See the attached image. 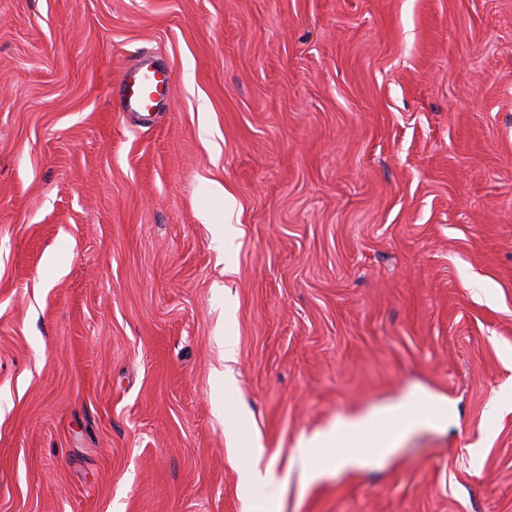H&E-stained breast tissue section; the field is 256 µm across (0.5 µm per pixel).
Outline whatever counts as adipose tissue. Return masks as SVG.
Here are the masks:
<instances>
[{
    "instance_id": "obj_1",
    "label": "adipose tissue",
    "mask_w": 512,
    "mask_h": 512,
    "mask_svg": "<svg viewBox=\"0 0 512 512\" xmlns=\"http://www.w3.org/2000/svg\"><path fill=\"white\" fill-rule=\"evenodd\" d=\"M447 407L422 402L374 411L353 418L337 420L328 428L301 439L297 455L305 462V477L313 481L344 468L381 465L408 434L425 426H439L447 421ZM247 462L240 471V481L267 491L270 502H277L272 462L264 458L258 438H251L245 448Z\"/></svg>"
}]
</instances>
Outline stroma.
<instances>
[{
	"mask_svg": "<svg viewBox=\"0 0 512 512\" xmlns=\"http://www.w3.org/2000/svg\"><path fill=\"white\" fill-rule=\"evenodd\" d=\"M254 435L280 512H512V0H0V512H241ZM173 77L168 69L155 67L147 56L129 65L121 76V108L149 117L172 98ZM237 363L236 344L231 339H225L224 342V372H218V376L223 379L224 394L230 396L234 383V365ZM448 416L447 406H426L417 401L413 405L342 418L302 438L296 454L306 464L305 477L309 481L339 469L378 466L393 454L405 436L420 427L440 426Z\"/></svg>",
	"mask_w": 512,
	"mask_h": 512,
	"instance_id": "stroma-1",
	"label": "stroma"
}]
</instances>
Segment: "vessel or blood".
<instances>
[{"mask_svg": "<svg viewBox=\"0 0 512 512\" xmlns=\"http://www.w3.org/2000/svg\"><path fill=\"white\" fill-rule=\"evenodd\" d=\"M173 77L155 67L147 57L129 65L121 76V108L147 117L163 109L172 98Z\"/></svg>", "mask_w": 512, "mask_h": 512, "instance_id": "1", "label": "vessel or blood"}]
</instances>
